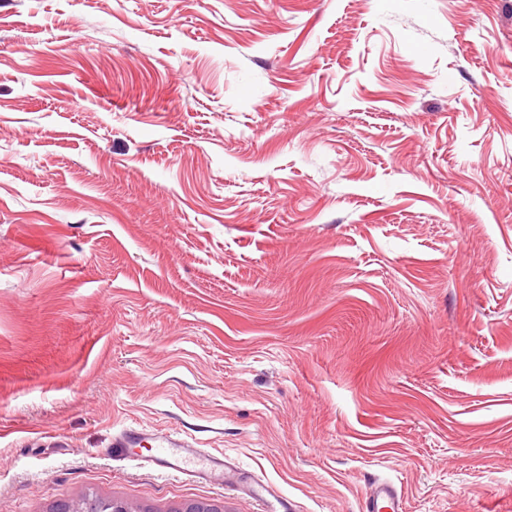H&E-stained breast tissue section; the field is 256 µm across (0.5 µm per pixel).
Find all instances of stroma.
<instances>
[{
    "mask_svg": "<svg viewBox=\"0 0 512 512\" xmlns=\"http://www.w3.org/2000/svg\"><path fill=\"white\" fill-rule=\"evenodd\" d=\"M512 512V0H0V512ZM154 447L150 448L149 461L156 467L178 472L205 481L222 483L236 479L243 493L267 500L273 498L278 507L268 512H289L288 501L275 495L266 486L252 481L242 472H237L224 463L223 455H215L202 448H194L189 442L174 436L153 437ZM401 494L389 481H376L364 502V512H401Z\"/></svg>",
    "mask_w": 512,
    "mask_h": 512,
    "instance_id": "obj_1",
    "label": "stroma"
}]
</instances>
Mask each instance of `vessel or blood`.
Masks as SVG:
<instances>
[{
  "label": "vessel or blood",
  "instance_id": "1",
  "mask_svg": "<svg viewBox=\"0 0 512 512\" xmlns=\"http://www.w3.org/2000/svg\"><path fill=\"white\" fill-rule=\"evenodd\" d=\"M149 456L156 467L178 472L205 481L222 483L236 480L243 493L261 499L269 496V489L252 481L244 473L228 467L222 456L194 447L189 442L174 436H157ZM401 495L389 481H376L367 496L364 512H400Z\"/></svg>",
  "mask_w": 512,
  "mask_h": 512
}]
</instances>
